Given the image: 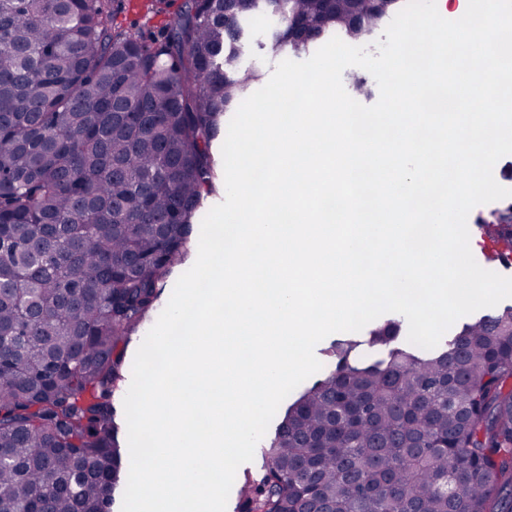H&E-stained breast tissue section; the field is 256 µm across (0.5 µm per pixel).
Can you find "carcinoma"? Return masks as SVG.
<instances>
[{"label":"carcinoma","instance_id":"cac0c4a2","mask_svg":"<svg viewBox=\"0 0 512 512\" xmlns=\"http://www.w3.org/2000/svg\"><path fill=\"white\" fill-rule=\"evenodd\" d=\"M111 2L0 0V512H110L124 344L216 192L224 112L258 79L247 20L288 15L273 49L301 54L397 4L184 0L147 41ZM489 228L512 250V208ZM403 330L332 343L239 512H512V306L430 350Z\"/></svg>","mask_w":512,"mask_h":512}]
</instances>
